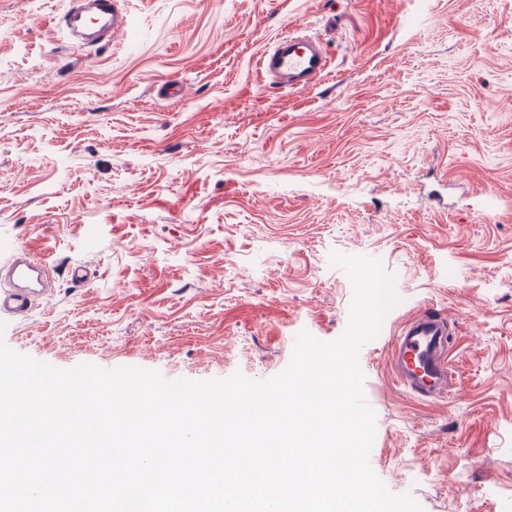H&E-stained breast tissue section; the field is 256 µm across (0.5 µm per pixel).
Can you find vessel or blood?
Wrapping results in <instances>:
<instances>
[{"label": "vessel or blood", "instance_id": "b4317fda", "mask_svg": "<svg viewBox=\"0 0 512 512\" xmlns=\"http://www.w3.org/2000/svg\"><path fill=\"white\" fill-rule=\"evenodd\" d=\"M73 44H81L87 28L109 39L126 33L127 13L117 0H79L65 15ZM261 71L272 83L290 90L313 87L326 75L330 61L323 42L316 37L291 34L279 40L260 60ZM6 286L0 290V313L13 319L28 316L35 292L51 288L45 263L31 259L21 247L0 269ZM448 321L438 310L426 307L401 327L392 353L399 383L421 397H434L446 387L449 376Z\"/></svg>", "mask_w": 512, "mask_h": 512}]
</instances>
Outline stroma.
I'll return each mask as SVG.
<instances>
[{"label":"stroma","mask_w":512,"mask_h":512,"mask_svg":"<svg viewBox=\"0 0 512 512\" xmlns=\"http://www.w3.org/2000/svg\"><path fill=\"white\" fill-rule=\"evenodd\" d=\"M69 7L0 0V262L26 246L54 281L0 340L268 379L299 331H345L331 253L377 259L403 301L359 354L371 468L422 512H512V0H126L127 36L85 49ZM296 31L331 63L289 91L259 59ZM426 306L453 336L424 401L389 341Z\"/></svg>","instance_id":"obj_1"}]
</instances>
